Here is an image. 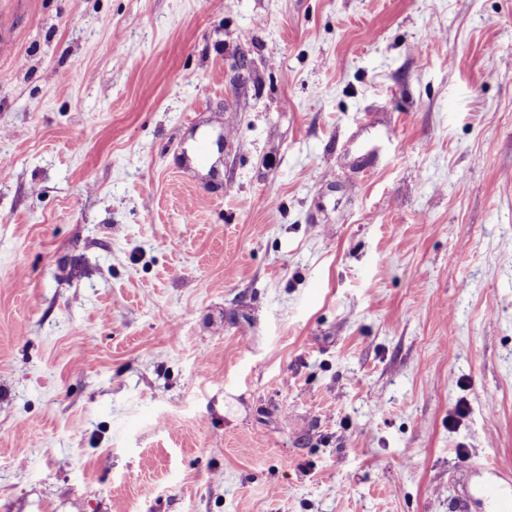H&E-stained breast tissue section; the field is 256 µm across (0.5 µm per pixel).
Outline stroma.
I'll use <instances>...</instances> for the list:
<instances>
[{"instance_id": "stroma-1", "label": "stroma", "mask_w": 512, "mask_h": 512, "mask_svg": "<svg viewBox=\"0 0 512 512\" xmlns=\"http://www.w3.org/2000/svg\"><path fill=\"white\" fill-rule=\"evenodd\" d=\"M0 30V512L512 494V0Z\"/></svg>"}]
</instances>
